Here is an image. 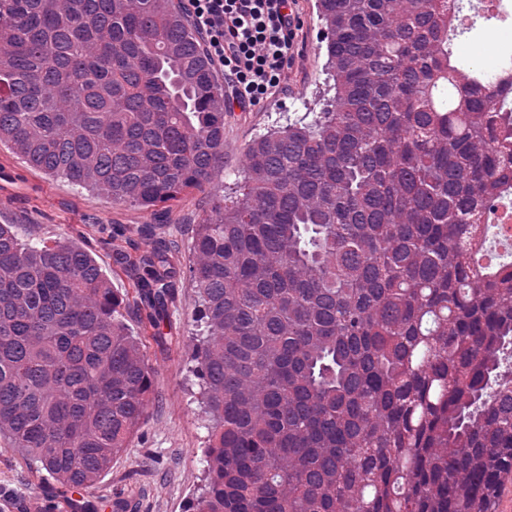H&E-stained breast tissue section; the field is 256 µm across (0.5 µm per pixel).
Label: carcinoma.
<instances>
[{"instance_id": "cac0c4a2", "label": "carcinoma", "mask_w": 512, "mask_h": 512, "mask_svg": "<svg viewBox=\"0 0 512 512\" xmlns=\"http://www.w3.org/2000/svg\"><path fill=\"white\" fill-rule=\"evenodd\" d=\"M334 95L257 136L175 0H0V145L145 211L187 191L210 427L191 512H496L512 473V110L449 47L448 0H317ZM157 326L175 268L124 257ZM96 259L0 224V442L70 493L144 422L151 370Z\"/></svg>"}]
</instances>
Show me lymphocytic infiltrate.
Returning <instances> with one entry per match:
<instances>
[{"label": "lymphocytic infiltrate", "instance_id": "lymphocytic-infiltrate-1", "mask_svg": "<svg viewBox=\"0 0 512 512\" xmlns=\"http://www.w3.org/2000/svg\"><path fill=\"white\" fill-rule=\"evenodd\" d=\"M186 9L233 106L244 110L287 89L298 52L294 0H187Z\"/></svg>", "mask_w": 512, "mask_h": 512}]
</instances>
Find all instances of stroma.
<instances>
[{
  "label": "stroma",
  "instance_id": "35a3bbf8",
  "mask_svg": "<svg viewBox=\"0 0 512 512\" xmlns=\"http://www.w3.org/2000/svg\"><path fill=\"white\" fill-rule=\"evenodd\" d=\"M295 14L298 49L288 73V89L247 110L226 111L224 119L225 189H234L251 141L290 117L325 108L326 50L316 0H298ZM491 56L512 49V29L476 19L453 51L459 64L470 50ZM211 207L202 192L183 196L177 206L144 211L118 205L100 193L50 179L27 167L8 148L0 149V223L16 225L25 242L67 240L87 249L124 302L121 313L133 335H140L146 312L132 296L133 277L123 256L162 244L179 269L166 317L163 339H147L143 353L152 373V394L144 424L126 451L87 493L89 500L120 499L127 512H189L203 480L208 423L200 404L191 357L198 329L192 320L198 294L189 279L190 242L199 219ZM55 512H72L57 482L35 474L11 449L0 450V512H41L46 501Z\"/></svg>",
  "mask_w": 512,
  "mask_h": 512
}]
</instances>
